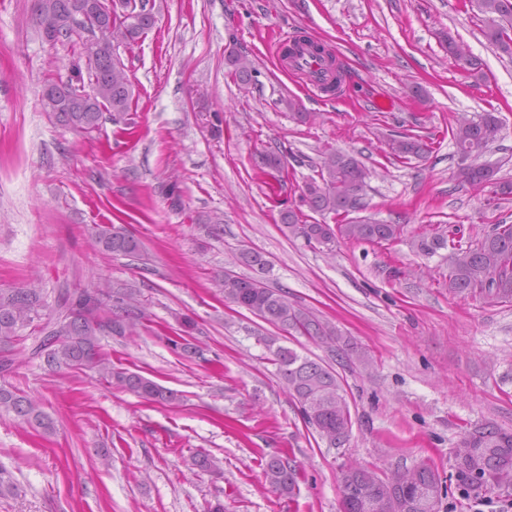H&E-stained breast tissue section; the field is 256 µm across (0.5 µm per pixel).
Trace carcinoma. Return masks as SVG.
I'll use <instances>...</instances> for the list:
<instances>
[{
    "mask_svg": "<svg viewBox=\"0 0 512 512\" xmlns=\"http://www.w3.org/2000/svg\"><path fill=\"white\" fill-rule=\"evenodd\" d=\"M78 0H36V22L44 27L47 18L54 19L58 39L79 43L82 38L71 23L72 11ZM484 15V36L505 54L512 55V36L505 24H512V0H478ZM128 14L109 16L98 13L94 21L101 28V37L92 52L82 51L85 69H77L67 82L50 83L46 104L57 118L86 133L100 128L103 115L112 113L117 121L130 109L131 89L124 64L112 52V42L118 38L136 40L155 25L154 15L145 4L124 0ZM227 64L241 80L252 72L251 62L241 54H231ZM500 130L499 119L485 112L476 119H462L452 132L457 152L469 155L492 143ZM391 155L407 159L420 157L426 144L412 135L392 139ZM464 181L473 185L492 184L499 194L512 195V183L499 182L491 165L469 166L462 170ZM369 172L353 155L339 150L328 152L317 177L304 184L303 199L309 209L320 214L340 215L357 208L367 186ZM281 223L288 232L332 249L337 239L381 244L401 237L399 224L371 220H348L331 226L308 223L301 212H281ZM95 242L103 250L118 255H137L140 242L122 227L114 224L97 225ZM417 249L432 257L448 246L444 234H425L416 242ZM241 259L246 266L262 273L268 271V261L262 253L246 251ZM224 297L263 318L283 332L298 331L321 341L336 340V329L320 321L312 312L295 306L279 290L250 276L224 274ZM448 292L469 298L482 295L504 303L512 302V224H496L481 233L475 241L452 247L448 254ZM52 306L42 289L30 285L0 289V345L11 343L19 329L41 318ZM54 317L41 327V336L30 350L51 367H73L97 371L120 387L154 403H175L178 393L149 378L124 368H116L100 352V337L132 336L146 319L134 295L114 297L111 289L99 284L87 288H64L55 299ZM262 343L277 365L279 379L288 393L297 399L304 419L321 435L332 438L336 433L348 434L352 427L349 406L342 394L336 375L320 364L300 356L279 344V337L266 336ZM14 413L28 424L46 430L52 421L42 412L33 397L0 385V413ZM455 480L462 493H482L512 490V432L491 422L475 425L460 436L453 454ZM264 474L273 492L292 496L296 486L295 471L289 462L272 455L265 460ZM341 506L345 512H360L357 506L369 499L381 504L383 512H406L407 505L422 490L435 496V506L442 504L445 494L438 471L423 462L401 474L393 486L375 471L355 465L339 481Z\"/></svg>",
    "mask_w": 512,
    "mask_h": 512,
    "instance_id": "1",
    "label": "carcinoma"
}]
</instances>
